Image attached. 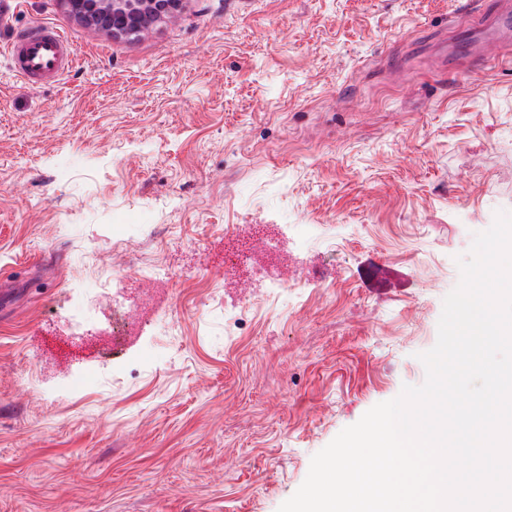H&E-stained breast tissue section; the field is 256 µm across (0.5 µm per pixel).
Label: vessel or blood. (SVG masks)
Segmentation results:
<instances>
[{"instance_id": "1", "label": "vessel or blood", "mask_w": 512, "mask_h": 512, "mask_svg": "<svg viewBox=\"0 0 512 512\" xmlns=\"http://www.w3.org/2000/svg\"><path fill=\"white\" fill-rule=\"evenodd\" d=\"M6 55L13 75L31 88L58 82L76 62L72 43L54 25L37 24L16 32Z\"/></svg>"}]
</instances>
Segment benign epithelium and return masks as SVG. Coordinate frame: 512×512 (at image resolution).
Masks as SVG:
<instances>
[{"label":"benign epithelium","mask_w":512,"mask_h":512,"mask_svg":"<svg viewBox=\"0 0 512 512\" xmlns=\"http://www.w3.org/2000/svg\"><path fill=\"white\" fill-rule=\"evenodd\" d=\"M67 13L91 29L114 36L136 34L162 17H177L178 0H62Z\"/></svg>","instance_id":"7a95c632"}]
</instances>
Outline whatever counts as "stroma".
Segmentation results:
<instances>
[{
  "mask_svg": "<svg viewBox=\"0 0 512 512\" xmlns=\"http://www.w3.org/2000/svg\"><path fill=\"white\" fill-rule=\"evenodd\" d=\"M0 5V47L55 23L80 58L32 89L0 55V512H277L424 382L456 256L512 212V46L463 62L499 0H184L128 37ZM227 224L311 229L300 260L333 275L255 273L238 307ZM154 263L177 337L100 357L95 284L134 298Z\"/></svg>",
  "mask_w": 512,
  "mask_h": 512,
  "instance_id": "35a3bbf8",
  "label": "stroma"
}]
</instances>
